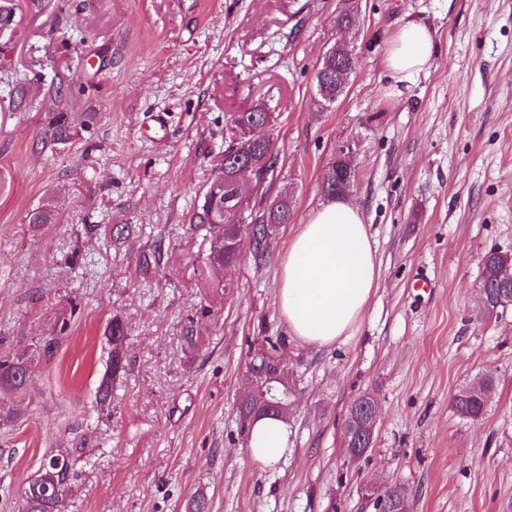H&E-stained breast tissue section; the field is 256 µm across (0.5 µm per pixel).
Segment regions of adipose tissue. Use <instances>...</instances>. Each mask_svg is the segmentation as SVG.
I'll return each mask as SVG.
<instances>
[{
    "instance_id": "obj_1",
    "label": "adipose tissue",
    "mask_w": 512,
    "mask_h": 512,
    "mask_svg": "<svg viewBox=\"0 0 512 512\" xmlns=\"http://www.w3.org/2000/svg\"><path fill=\"white\" fill-rule=\"evenodd\" d=\"M433 35L406 23L393 33L386 66L396 80L419 73L431 58ZM379 264L360 208L333 200L311 212L290 238L277 280L279 313L293 336L327 347L352 335L378 286ZM290 431L282 420L257 421L247 454L260 465L288 450Z\"/></svg>"
}]
</instances>
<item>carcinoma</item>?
I'll return each instance as SVG.
<instances>
[{"label": "carcinoma", "instance_id": "carcinoma-1", "mask_svg": "<svg viewBox=\"0 0 512 512\" xmlns=\"http://www.w3.org/2000/svg\"><path fill=\"white\" fill-rule=\"evenodd\" d=\"M331 79L326 85L317 90L322 106H332L343 93L351 70L344 60H334L330 64ZM272 113L262 108H253L231 115L234 126H252L254 122L271 121ZM250 157L257 163L259 179L264 180L275 173L278 156L269 147L259 140L249 143L240 142L224 150V169L231 170L230 155ZM357 172H350L347 165L342 162L329 161L322 174L321 188L330 198L342 197L357 189ZM224 208V196L205 191L201 212L198 214L199 223L207 224L213 230L217 239H232L241 228H246L252 240V254L255 260L265 259L269 249V231L278 224H286L292 216L288 198L280 197L267 206L262 216L255 222L245 226L241 224H218L212 221L211 216H219ZM212 260L215 264L227 267L237 261L236 254L222 245H214ZM505 259L490 250L484 254L481 263V288L485 292L486 306L478 314L482 320H490L500 316L504 307L499 305V296L506 290L512 292V281L506 282L500 278ZM108 342L112 347L109 367L107 368L98 388V400L105 404L111 395L112 379L126 371L124 341L126 338L125 325L121 319L115 317L107 328ZM269 348L259 352L250 365L252 377V394L239 401V417L242 422V433L250 435L252 422L260 417L275 419L287 417L285 409L288 408V397L291 386L288 372L277 370L282 359L277 355L280 342L265 339ZM30 374L28 359L19 356L12 361L0 362V386L7 389L20 390L26 385ZM497 387L496 379L491 375H483L473 380L467 386L456 391L450 400L454 412L463 419L477 421L483 415L489 401ZM372 394L364 393L357 397L363 410L360 414L347 415L342 427V443L344 448L353 449L349 453L352 459H358L365 454V448L374 445L375 430L381 418V407L377 402L371 401ZM72 465L65 454H52L45 458L41 467L39 478L32 479L21 493L20 512H57L60 500L71 487ZM407 498L404 491L397 487L395 491H386L376 500L378 512H404Z\"/></svg>", "mask_w": 512, "mask_h": 512}]
</instances>
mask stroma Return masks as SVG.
Instances as JSON below:
<instances>
[{"instance_id":"obj_1","label":"stroma","mask_w":512,"mask_h":512,"mask_svg":"<svg viewBox=\"0 0 512 512\" xmlns=\"http://www.w3.org/2000/svg\"><path fill=\"white\" fill-rule=\"evenodd\" d=\"M14 3L0 26V361L26 355L31 373L0 388V512L61 452L63 512H189L198 494L210 512H376L396 485L408 512H512V307L477 317L484 253H512V0H358L354 71L328 111L314 74L348 0ZM408 20L434 50L399 83L385 57ZM257 105L278 163L248 185L249 208L286 194L293 216L264 262L246 241L225 269L195 214L231 115ZM341 140L379 280L353 336L315 348L289 335L276 282ZM48 202L54 222L30 223ZM115 317L126 371L101 409ZM266 336L285 339L294 393L291 444L263 467L236 403ZM482 374L497 390L463 419L450 398ZM366 392L381 420L353 462L341 425Z\"/></svg>"}]
</instances>
